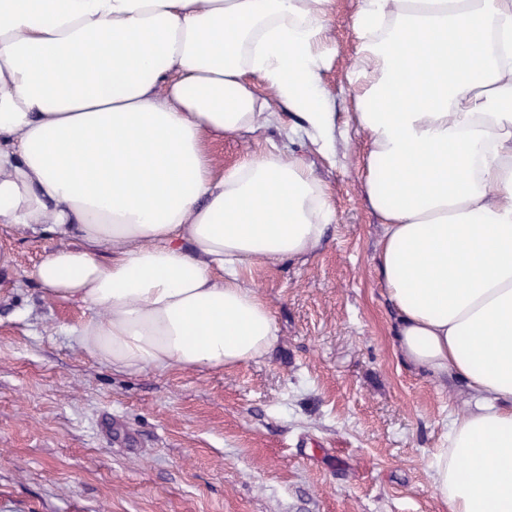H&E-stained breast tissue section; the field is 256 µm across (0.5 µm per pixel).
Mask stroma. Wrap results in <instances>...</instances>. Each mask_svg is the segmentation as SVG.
I'll use <instances>...</instances> for the list:
<instances>
[{
  "label": "stroma",
  "mask_w": 512,
  "mask_h": 512,
  "mask_svg": "<svg viewBox=\"0 0 512 512\" xmlns=\"http://www.w3.org/2000/svg\"><path fill=\"white\" fill-rule=\"evenodd\" d=\"M358 8L330 15L337 112L352 109ZM275 147L314 163L336 221L316 255L249 274L278 339L237 367L112 372L76 342L87 310L32 277L58 239L0 224V512H448L427 461L466 394L392 349L366 137L345 130L327 160L284 115L207 144L219 171Z\"/></svg>",
  "instance_id": "stroma-1"
}]
</instances>
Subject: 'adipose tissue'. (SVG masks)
<instances>
[{
  "label": "adipose tissue",
  "instance_id": "ef3b65f1",
  "mask_svg": "<svg viewBox=\"0 0 512 512\" xmlns=\"http://www.w3.org/2000/svg\"><path fill=\"white\" fill-rule=\"evenodd\" d=\"M332 0H0V224L63 244L33 276L81 303L119 373L269 353L258 262L315 254L336 219L277 150L216 172L213 137L293 112L321 154ZM349 127L382 233L405 365L470 399L429 459L448 512H512V0H361ZM270 96H263V89Z\"/></svg>",
  "mask_w": 512,
  "mask_h": 512
}]
</instances>
